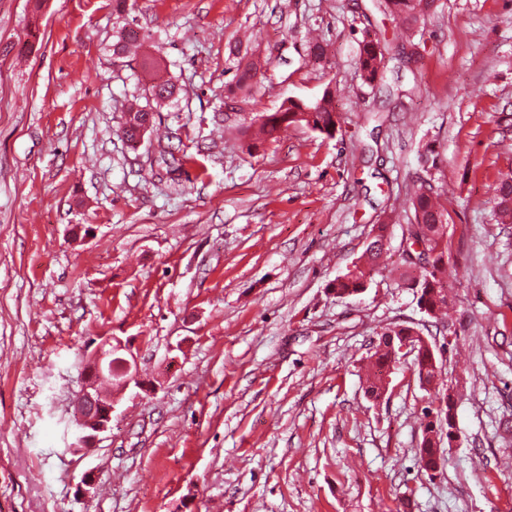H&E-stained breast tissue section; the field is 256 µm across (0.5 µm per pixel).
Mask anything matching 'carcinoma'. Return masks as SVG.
<instances>
[{"mask_svg":"<svg viewBox=\"0 0 512 512\" xmlns=\"http://www.w3.org/2000/svg\"><path fill=\"white\" fill-rule=\"evenodd\" d=\"M437 0H376L375 7L403 22L412 25L429 15L436 8ZM141 46L140 34L137 29L126 22L117 34L113 51L126 54L133 48ZM230 54L237 59L236 86L241 90H249L254 84L258 69L252 60L249 50L242 48L239 41L229 43ZM392 47L381 41L377 35L368 30L363 31L359 42V54L356 60L358 76L367 85L375 84L382 76L385 62L389 61ZM178 92L176 84L170 80L155 83L145 89V104L129 108L123 125V135L127 142L136 143L140 129L154 119V112L161 104L171 99ZM338 116L334 106V94L327 90L322 98L300 107L294 103L282 105L272 113L261 116L259 133L264 139H277L283 125L304 124L320 133L327 135L336 130ZM443 187L421 182L411 197L413 210L411 229L414 240L424 245L418 257L423 264L410 263L412 271L401 276L400 286L415 290L418 303L430 317L441 320L447 316L449 303L442 296L448 289L446 276L448 266V225L447 212L440 203ZM492 215L496 223L512 222V178L500 180L495 188L492 201ZM389 224L382 222L374 226L372 231L376 247L366 248L354 269L339 276L332 283L336 296H354L363 292L372 276L381 269V260L388 243ZM410 341L417 348L412 368L417 378H426V385L431 386L437 378L435 361L432 352L420 332L413 327L396 325L380 334L376 350L373 372L367 379L366 392L376 398L386 390L383 366L397 361L399 346ZM445 398L434 395L431 408L424 414L421 423L422 439L418 448V463L427 473L442 471L447 459L439 454L440 434L437 422L448 416V407L444 406Z\"/></svg>","mask_w":512,"mask_h":512,"instance_id":"obj_1","label":"carcinoma"}]
</instances>
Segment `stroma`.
Here are the masks:
<instances>
[{
  "label": "stroma",
  "mask_w": 512,
  "mask_h": 512,
  "mask_svg": "<svg viewBox=\"0 0 512 512\" xmlns=\"http://www.w3.org/2000/svg\"><path fill=\"white\" fill-rule=\"evenodd\" d=\"M133 2L182 88L135 148L124 105L151 73L113 55V0H0V512H512V224L490 214L512 176V0H439L410 30L372 0ZM367 27L414 41L374 87L356 73ZM243 35L268 62L248 94L227 49ZM330 86L334 137L293 124L250 148L244 126ZM430 177L447 192L441 330L399 285ZM387 213L382 272L336 296ZM395 325L447 348L459 439L433 477L410 361L364 393ZM111 337L134 341L147 387L117 392L76 453L84 358Z\"/></svg>",
  "instance_id": "1"
}]
</instances>
